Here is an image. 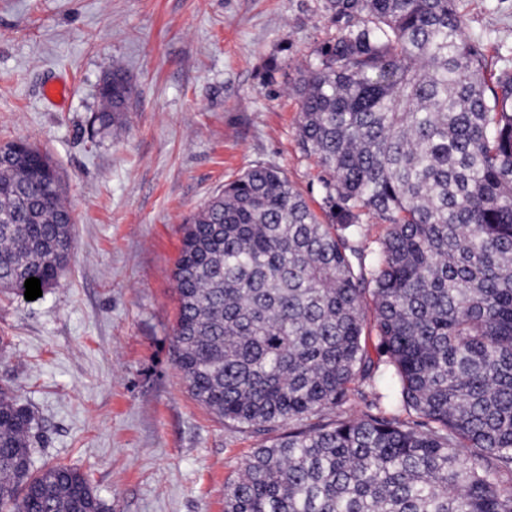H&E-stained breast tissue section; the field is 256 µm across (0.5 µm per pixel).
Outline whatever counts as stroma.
Returning <instances> with one entry per match:
<instances>
[{
	"label": "stroma",
	"mask_w": 512,
	"mask_h": 512,
	"mask_svg": "<svg viewBox=\"0 0 512 512\" xmlns=\"http://www.w3.org/2000/svg\"><path fill=\"white\" fill-rule=\"evenodd\" d=\"M325 0H0V144L48 153L75 249L36 300L0 292V381L34 417L35 465L84 472L112 512H224L254 433L198 403L171 346L184 219L255 164L318 205L292 91L336 27ZM468 32L512 44V0H464ZM132 96L107 133L98 87ZM69 82L58 107L44 97Z\"/></svg>",
	"instance_id": "35a3bbf8"
}]
</instances>
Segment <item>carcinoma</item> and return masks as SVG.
Instances as JSON below:
<instances>
[{
    "mask_svg": "<svg viewBox=\"0 0 512 512\" xmlns=\"http://www.w3.org/2000/svg\"><path fill=\"white\" fill-rule=\"evenodd\" d=\"M325 9L337 33L293 87L319 210L255 165L181 225L177 368L224 421L288 426L224 484V512H512V45L490 77L463 0ZM130 93L118 69L102 80L100 128ZM366 210L388 223L369 253ZM72 226L51 158L0 144V290L56 286ZM364 383L386 407L310 422ZM33 421L3 382L0 512H108L80 470L33 469Z\"/></svg>",
    "mask_w": 512,
    "mask_h": 512,
    "instance_id": "obj_1",
    "label": "carcinoma"
}]
</instances>
